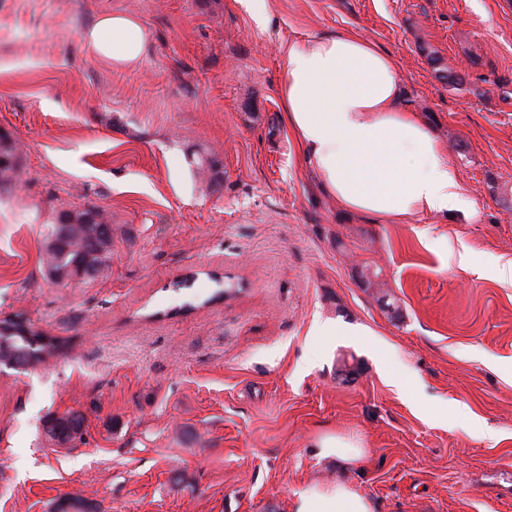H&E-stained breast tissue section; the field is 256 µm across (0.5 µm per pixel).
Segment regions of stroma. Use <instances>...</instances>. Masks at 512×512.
I'll use <instances>...</instances> for the list:
<instances>
[{
    "label": "stroma",
    "mask_w": 512,
    "mask_h": 512,
    "mask_svg": "<svg viewBox=\"0 0 512 512\" xmlns=\"http://www.w3.org/2000/svg\"><path fill=\"white\" fill-rule=\"evenodd\" d=\"M270 4L262 32L234 0H0L18 163L0 318L61 342L0 363V512L67 494L96 512H294L337 481L374 512H512V283L479 272L512 261V0ZM102 10L144 22L138 69L86 56ZM339 30L394 55L468 209L391 224L317 189L277 86L289 44ZM88 207L112 258L63 288L44 237ZM463 406L473 422L430 421ZM70 411L84 437L55 444L43 424ZM324 435L364 459L320 457Z\"/></svg>",
    "instance_id": "obj_1"
}]
</instances>
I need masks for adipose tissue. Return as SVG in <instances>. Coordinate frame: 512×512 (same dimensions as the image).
<instances>
[{
    "mask_svg": "<svg viewBox=\"0 0 512 512\" xmlns=\"http://www.w3.org/2000/svg\"><path fill=\"white\" fill-rule=\"evenodd\" d=\"M100 63L139 68L148 43L132 14L97 13L80 32ZM280 118L319 188L345 211L416 224L466 204L441 142L403 102L398 64L351 31L289 45L278 82ZM294 512H372L352 484L300 491Z\"/></svg>",
    "mask_w": 512,
    "mask_h": 512,
    "instance_id": "adipose-tissue-1",
    "label": "adipose tissue"
}]
</instances>
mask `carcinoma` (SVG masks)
Masks as SVG:
<instances>
[{
  "mask_svg": "<svg viewBox=\"0 0 512 512\" xmlns=\"http://www.w3.org/2000/svg\"><path fill=\"white\" fill-rule=\"evenodd\" d=\"M0 183L12 180L16 170L14 149L10 144L0 146ZM93 214V222L82 220L68 226L64 244H59L60 228L52 224L44 241V262L48 277L54 281L71 278L90 269L104 267L112 255V226L103 214L90 208L83 214ZM59 348V341L27 325L20 315L0 319V361L20 366H33Z\"/></svg>",
  "mask_w": 512,
  "mask_h": 512,
  "instance_id": "cac0c4a2",
  "label": "carcinoma"
}]
</instances>
